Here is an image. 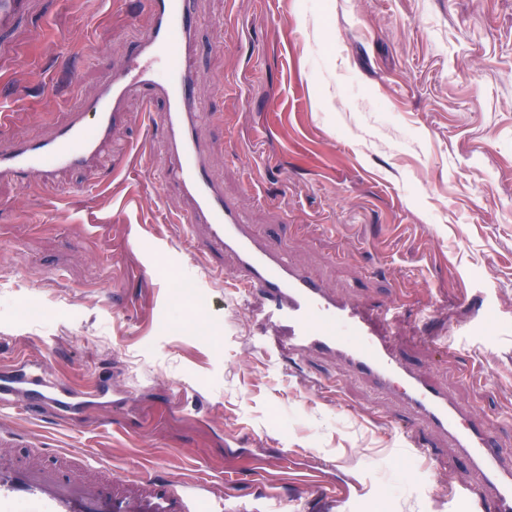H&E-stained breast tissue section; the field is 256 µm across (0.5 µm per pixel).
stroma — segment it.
<instances>
[{
    "label": "stroma",
    "mask_w": 512,
    "mask_h": 512,
    "mask_svg": "<svg viewBox=\"0 0 512 512\" xmlns=\"http://www.w3.org/2000/svg\"><path fill=\"white\" fill-rule=\"evenodd\" d=\"M200 134L212 174L270 240L337 292L392 305L399 348L493 420L512 455V0H197ZM151 15L142 0H34L0 64L6 142L39 138L118 68ZM223 38V52L212 48ZM132 99L97 178L0 181V367L42 360L72 386L132 392L128 426L91 409L66 424L0 423L135 476L239 473L231 495L317 512L286 458L335 461L359 512H448L446 442L406 451L369 385L334 359L296 362L256 301L211 283L158 195L161 142ZM259 191L247 196L249 183ZM192 281L193 294L175 288ZM40 302L47 318L25 321ZM463 330L440 335L444 324Z\"/></svg>",
    "instance_id": "35a3bbf8"
}]
</instances>
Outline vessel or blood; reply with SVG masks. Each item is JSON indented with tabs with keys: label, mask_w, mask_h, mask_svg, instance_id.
<instances>
[{
	"label": "vessel or blood",
	"mask_w": 512,
	"mask_h": 512,
	"mask_svg": "<svg viewBox=\"0 0 512 512\" xmlns=\"http://www.w3.org/2000/svg\"><path fill=\"white\" fill-rule=\"evenodd\" d=\"M152 23L132 52L96 92L81 97L68 121L47 139L0 148V179L26 187L31 179L52 185L58 171H94L112 151V137L133 95L146 104L163 103L152 113L168 158L157 181L176 187L181 205L172 223L186 230L185 241L207 261L214 276L234 262L229 286L257 299L269 335L291 359L330 355L346 376L360 377L407 411L397 425L405 442L426 451L424 435L445 438L456 460L474 473L472 483L446 488L448 512H512V463L497 448L489 416L467 410L447 390L416 371L391 335L385 311H372L337 296L288 257L257 236L238 205L224 195L211 174L207 145L198 133L204 107L194 93L199 19L194 0H147ZM31 0H0V35L29 15ZM132 393L112 394L107 378L80 391L53 378L44 364L28 360L0 369V408L41 417L69 419L91 405H129ZM28 440L0 433V512H274L273 496L243 499L217 494L196 480L182 485L149 474L118 477L104 461L61 448L40 447L23 454ZM312 471L326 502L353 512L356 499L330 481L323 465L301 463Z\"/></svg>",
	"instance_id": "vessel-or-blood-1"
}]
</instances>
